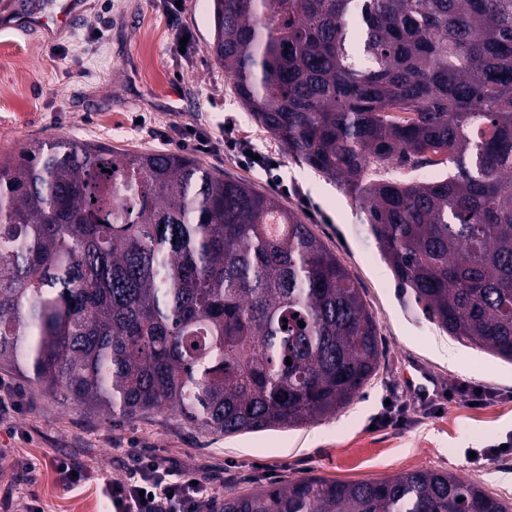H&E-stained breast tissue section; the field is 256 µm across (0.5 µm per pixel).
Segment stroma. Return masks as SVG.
Masks as SVG:
<instances>
[{
  "instance_id": "35a3bbf8",
  "label": "stroma",
  "mask_w": 512,
  "mask_h": 512,
  "mask_svg": "<svg viewBox=\"0 0 512 512\" xmlns=\"http://www.w3.org/2000/svg\"><path fill=\"white\" fill-rule=\"evenodd\" d=\"M54 0H0V152L15 153L34 139L61 136L116 150L178 151L186 127L218 134L225 117L258 150L272 155L282 178L297 186L284 206L344 264L373 313L380 336V368L354 402L335 416L299 428L225 436L187 423L167 409L126 419L64 406L0 366V382L18 388V409L0 423V501L37 494L44 512H105V482L123 479L130 450L173 460L210 479L220 495L240 494L295 478L379 480L420 470L454 473L512 499V453L471 464L482 447L512 442V363L494 359L438 328L391 268L363 210L338 183L288 154L255 123L211 55L208 0H181L170 21L159 0H85L71 27L54 39L22 31L10 21L17 4L48 15ZM190 38L186 53L172 44V23ZM216 172L270 191L262 171L233 153L194 150ZM454 350L441 359L439 346ZM421 371L428 395L412 391L405 375ZM461 384L494 391L475 406L448 398ZM404 410L401 426L381 423L386 409ZM70 455L86 467L75 490L52 468ZM37 465L35 484L20 462Z\"/></svg>"
}]
</instances>
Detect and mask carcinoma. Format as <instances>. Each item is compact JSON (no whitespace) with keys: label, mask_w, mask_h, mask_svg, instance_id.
I'll list each match as a JSON object with an SVG mask.
<instances>
[{"label":"carcinoma","mask_w":512,"mask_h":512,"mask_svg":"<svg viewBox=\"0 0 512 512\" xmlns=\"http://www.w3.org/2000/svg\"><path fill=\"white\" fill-rule=\"evenodd\" d=\"M210 11L213 59L256 124L360 199L398 287L443 331L512 363V0ZM380 355L360 288L278 196L178 151L48 138L0 155V365L60 404L163 408L225 435L301 427L353 402ZM216 512L512 503L421 470L289 480Z\"/></svg>","instance_id":"1"}]
</instances>
